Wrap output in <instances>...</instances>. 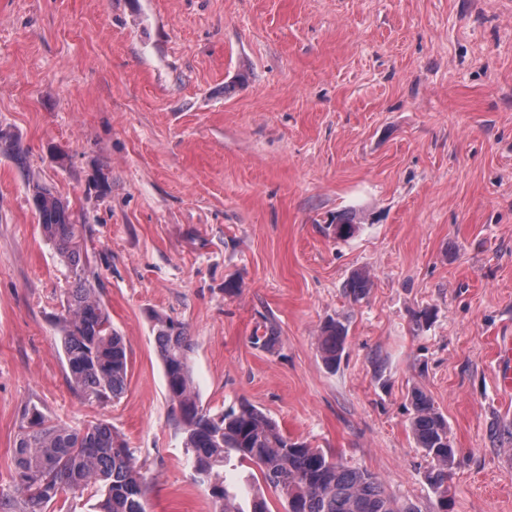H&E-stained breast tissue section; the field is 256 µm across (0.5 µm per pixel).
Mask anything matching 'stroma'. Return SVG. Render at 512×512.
I'll list each match as a JSON object with an SVG mask.
<instances>
[{"label":"stroma","mask_w":512,"mask_h":512,"mask_svg":"<svg viewBox=\"0 0 512 512\" xmlns=\"http://www.w3.org/2000/svg\"><path fill=\"white\" fill-rule=\"evenodd\" d=\"M1 128L27 150L0 156L1 489L34 404L120 433L150 512H212L158 313L188 330L205 408L248 400L430 512L409 429L422 391L456 449L450 512H512V0H0ZM32 174L81 216L128 350L105 405L69 385L55 316L74 280ZM344 212L358 228L339 239ZM357 270L373 286L355 304ZM331 318L349 327L333 372ZM266 325L269 351L251 342ZM348 337V326L340 321L326 323L320 331L319 347L327 369L335 371L342 359Z\"/></svg>","instance_id":"1"}]
</instances>
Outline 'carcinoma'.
<instances>
[{"label": "carcinoma", "instance_id": "1", "mask_svg": "<svg viewBox=\"0 0 512 512\" xmlns=\"http://www.w3.org/2000/svg\"><path fill=\"white\" fill-rule=\"evenodd\" d=\"M0 155L21 161L26 150L20 139L0 129ZM30 191L46 239L75 276V288L56 316L70 387L83 400L107 404L127 387L126 345L86 276L77 216L50 186L38 182ZM356 228L355 214L336 216L337 238L351 237ZM370 286L369 277L357 271L346 284V295L358 303ZM153 329L187 462L199 482L209 486L214 512H271L262 489L247 498L241 488L225 482L227 466L257 469L265 486L285 502L286 512H421L416 503L388 492L374 473L289 436L246 400L217 413L201 406L186 326L155 314ZM347 337L343 322L321 328L319 347L327 369L336 370ZM412 406L409 428L429 459L424 478L436 499L435 512H448V479L455 463L448 421L419 390L412 394ZM13 457L11 491L0 489L5 512H72V502L86 494L101 497L99 512H149L146 479L131 449L107 423L74 428L28 406Z\"/></svg>", "mask_w": 512, "mask_h": 512}]
</instances>
